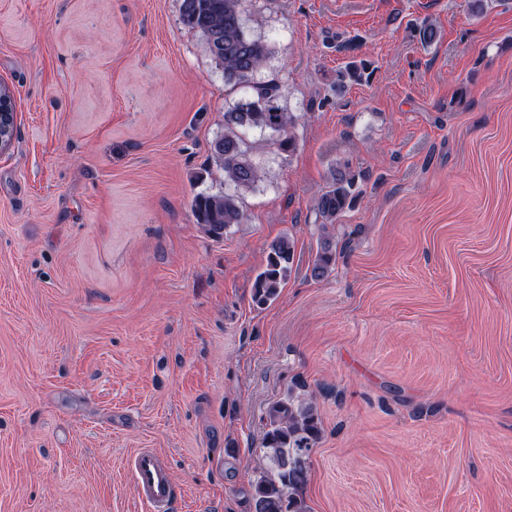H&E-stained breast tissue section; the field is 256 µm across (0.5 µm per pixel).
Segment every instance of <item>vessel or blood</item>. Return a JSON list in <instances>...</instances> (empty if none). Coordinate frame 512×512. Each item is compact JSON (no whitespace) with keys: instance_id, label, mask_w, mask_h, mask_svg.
Wrapping results in <instances>:
<instances>
[{"instance_id":"1","label":"vessel or blood","mask_w":512,"mask_h":512,"mask_svg":"<svg viewBox=\"0 0 512 512\" xmlns=\"http://www.w3.org/2000/svg\"><path fill=\"white\" fill-rule=\"evenodd\" d=\"M135 490L150 512H170L177 490L170 468L163 456L151 449H142L130 459Z\"/></svg>"}]
</instances>
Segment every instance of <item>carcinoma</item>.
I'll use <instances>...</instances> for the list:
<instances>
[{"label": "carcinoma", "mask_w": 512, "mask_h": 512, "mask_svg": "<svg viewBox=\"0 0 512 512\" xmlns=\"http://www.w3.org/2000/svg\"><path fill=\"white\" fill-rule=\"evenodd\" d=\"M246 0H181L182 24L203 36L211 60L224 73V82L236 86L251 83L270 54L266 41L249 36L244 28ZM371 62L352 60L336 71V88L359 83L368 78ZM249 99L224 112V135L210 146V156L224 172V183L233 191L195 196L192 204L197 223L214 238L224 236V230L241 224L246 218L242 197L261 179V171L244 148L241 130L260 128L280 136L279 147L288 152L296 148L292 128L294 116L278 104L281 86L274 82L252 83ZM0 97L5 113L0 120V135L4 144L16 134L14 95L10 87L0 82ZM359 176L348 164L336 167L327 185L317 198L315 209L322 223L335 224L355 204L359 197ZM337 245L329 237L319 241L314 261L309 266L310 278L321 280L336 266ZM295 256L294 241L281 236L269 247L266 265L253 284V302L266 306L279 295L281 285L292 270ZM263 447L273 467L270 473L252 484L255 512H307L299 491L308 481V459L320 440L321 421L314 405L293 394L272 403L266 411Z\"/></svg>", "instance_id": "carcinoma-1"}]
</instances>
